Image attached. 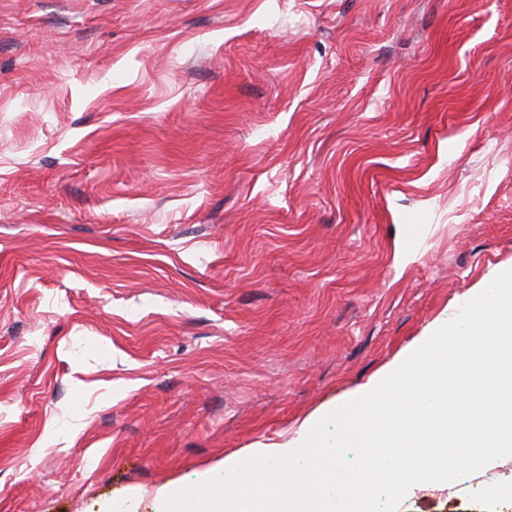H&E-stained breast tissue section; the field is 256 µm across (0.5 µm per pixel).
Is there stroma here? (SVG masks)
Wrapping results in <instances>:
<instances>
[{"label":"stroma","mask_w":512,"mask_h":512,"mask_svg":"<svg viewBox=\"0 0 512 512\" xmlns=\"http://www.w3.org/2000/svg\"><path fill=\"white\" fill-rule=\"evenodd\" d=\"M511 267L512 0H0V512H153Z\"/></svg>","instance_id":"stroma-1"}]
</instances>
